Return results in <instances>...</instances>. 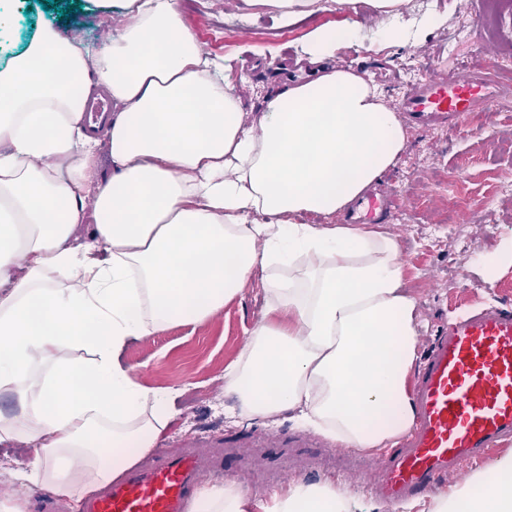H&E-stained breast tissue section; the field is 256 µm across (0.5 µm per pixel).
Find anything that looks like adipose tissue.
Returning a JSON list of instances; mask_svg holds the SVG:
<instances>
[{
  "label": "adipose tissue",
  "mask_w": 512,
  "mask_h": 512,
  "mask_svg": "<svg viewBox=\"0 0 512 512\" xmlns=\"http://www.w3.org/2000/svg\"><path fill=\"white\" fill-rule=\"evenodd\" d=\"M121 2L120 33L100 51L45 26L0 63V395L14 403L0 440L34 444L26 479L79 501L154 448L171 419L177 388L138 385L126 345L208 321L255 278L266 316L224 369L236 416L288 418L347 448L396 447L415 421L419 336L398 243L302 216L343 210L407 145L396 111L337 65L338 51L368 36L418 42L442 18L411 30L407 0H336L351 20L312 29L308 77L249 120L231 60L203 48L180 0ZM95 86L114 106L99 135L85 126ZM83 224L89 242L70 246ZM83 348L93 359H72ZM192 512L369 510L317 481L264 503L214 485ZM393 512H512V450Z\"/></svg>",
  "instance_id": "1"
}]
</instances>
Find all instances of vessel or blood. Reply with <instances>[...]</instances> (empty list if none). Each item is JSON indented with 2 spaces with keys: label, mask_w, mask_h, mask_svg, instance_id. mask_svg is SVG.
<instances>
[{
  "label": "vessel or blood",
  "mask_w": 512,
  "mask_h": 512,
  "mask_svg": "<svg viewBox=\"0 0 512 512\" xmlns=\"http://www.w3.org/2000/svg\"><path fill=\"white\" fill-rule=\"evenodd\" d=\"M500 94L490 72L432 73L407 86L392 105L413 121L454 123L462 112L486 108ZM416 410L410 434L393 449L369 457L362 474L376 496L397 501L462 478L512 440V311L494 306L443 328L415 376ZM197 450H158L149 466L87 498L81 512H186L206 476Z\"/></svg>",
  "instance_id": "vessel-or-blood-1"
}]
</instances>
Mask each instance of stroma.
Wrapping results in <instances>:
<instances>
[{"mask_svg": "<svg viewBox=\"0 0 512 512\" xmlns=\"http://www.w3.org/2000/svg\"><path fill=\"white\" fill-rule=\"evenodd\" d=\"M78 2L80 11L63 23L56 12L36 7L35 0H0L6 20L0 29V59L22 50L46 25L65 34L79 31L89 48H100L103 32H116L119 11L106 2ZM507 8L506 0H408L406 23L436 12L444 15V24L420 42L388 47L368 39L344 47L337 57L339 66L361 74L389 100L407 81L465 65H489L506 89L484 111L461 115L456 130L406 124V150L381 178L398 198L399 215L380 227L397 238L404 284L418 299L423 347L450 320L478 307L512 310V265H503L489 283L476 264L479 255L496 251L512 236V190L503 188L512 183V70L500 68L502 59H512V34L496 25L498 13ZM182 16L205 50L242 67L248 77L242 90L248 112L260 111L276 80L296 72L300 48L312 28L336 27L350 18L332 0L294 25L278 26L264 15L240 17L225 0H210L206 8L197 0H182ZM265 305L263 290L252 281L212 320L174 325L127 345L122 360L139 384L183 390L179 413L158 438V447L193 442L210 450L216 442L228 441L224 465L208 477V484L240 486L260 502L292 481L329 480L344 482L373 512H392V503L367 490L358 460L336 457L332 449H310L301 468L286 474L266 467L263 436L299 434L302 426L286 420L271 425L262 419H231L236 401L224 392V369L245 346L247 331L261 319ZM239 443L250 446L251 466L236 457L233 447ZM34 457L32 445L0 442V508L18 499L26 502L28 512H39L37 488L14 477L20 463Z\"/></svg>", "mask_w": 512, "mask_h": 512, "instance_id": "1", "label": "stroma"}]
</instances>
